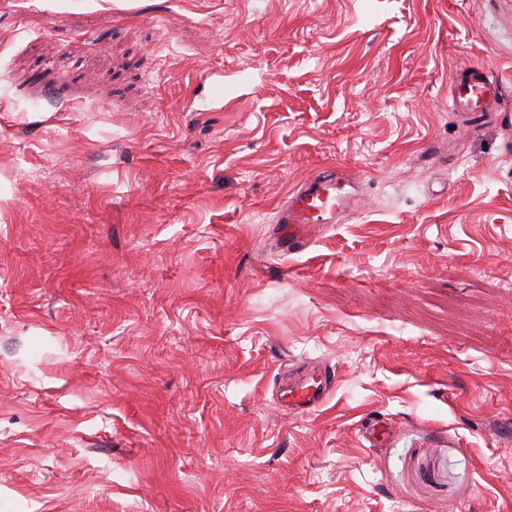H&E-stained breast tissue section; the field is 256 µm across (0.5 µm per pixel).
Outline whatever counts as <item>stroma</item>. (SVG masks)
Returning a JSON list of instances; mask_svg holds the SVG:
<instances>
[{
	"mask_svg": "<svg viewBox=\"0 0 512 512\" xmlns=\"http://www.w3.org/2000/svg\"><path fill=\"white\" fill-rule=\"evenodd\" d=\"M507 142L512 0H0V512H512ZM498 95L497 84L477 72L453 81L451 103L459 112H488ZM347 185L351 182L345 172L324 169L294 191L275 222L281 250L299 252L308 245L315 229L339 223L353 200V193L345 189ZM334 386L332 370L319 365H299L291 370L288 383L279 391V405L300 414L323 402Z\"/></svg>",
	"mask_w": 512,
	"mask_h": 512,
	"instance_id": "1",
	"label": "stroma"
}]
</instances>
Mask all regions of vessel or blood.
<instances>
[{
  "label": "vessel or blood",
  "instance_id": "1",
  "mask_svg": "<svg viewBox=\"0 0 512 512\" xmlns=\"http://www.w3.org/2000/svg\"><path fill=\"white\" fill-rule=\"evenodd\" d=\"M498 95L497 84L477 72L454 80L451 103L460 112H486ZM348 183L345 172L324 169L294 191L276 218V239L281 250L298 252L308 245L315 229L339 223L353 200ZM333 386L332 370L319 365L297 366L279 391V405L295 414L308 412L323 402Z\"/></svg>",
  "mask_w": 512,
  "mask_h": 512
}]
</instances>
